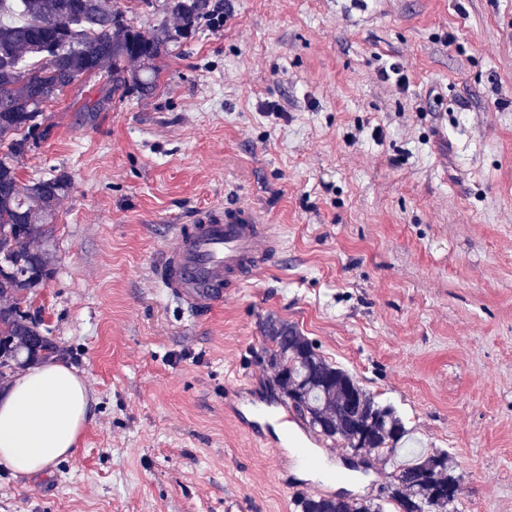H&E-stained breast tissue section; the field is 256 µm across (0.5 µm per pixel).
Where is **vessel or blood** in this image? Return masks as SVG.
Returning a JSON list of instances; mask_svg holds the SVG:
<instances>
[{"label": "vessel or blood", "instance_id": "b4317fda", "mask_svg": "<svg viewBox=\"0 0 512 512\" xmlns=\"http://www.w3.org/2000/svg\"><path fill=\"white\" fill-rule=\"evenodd\" d=\"M282 250L278 225L269 223L259 209L246 204L207 206L172 226L151 273L157 285L199 317L222 308L232 291L255 282ZM236 416L270 452L291 446L296 465L320 466L311 449L313 437L291 430L274 404L246 399L237 406Z\"/></svg>", "mask_w": 512, "mask_h": 512}]
</instances>
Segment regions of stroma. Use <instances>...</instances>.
Listing matches in <instances>:
<instances>
[{
	"label": "stroma",
	"mask_w": 512,
	"mask_h": 512,
	"mask_svg": "<svg viewBox=\"0 0 512 512\" xmlns=\"http://www.w3.org/2000/svg\"><path fill=\"white\" fill-rule=\"evenodd\" d=\"M146 98L81 79L22 181L70 182L25 310L86 378L74 456L0 467V512H297L375 497L394 461L327 481L225 407L282 400L263 327L295 325L462 474L459 512H512V0H212ZM396 67L399 78L381 79ZM249 203L283 260L203 319L150 277L168 225ZM301 512H386V505L367 498L344 496H301Z\"/></svg>",
	"instance_id": "stroma-1"
}]
</instances>
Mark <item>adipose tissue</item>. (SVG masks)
<instances>
[{
  "instance_id": "adipose-tissue-1",
  "label": "adipose tissue",
  "mask_w": 512,
  "mask_h": 512,
  "mask_svg": "<svg viewBox=\"0 0 512 512\" xmlns=\"http://www.w3.org/2000/svg\"><path fill=\"white\" fill-rule=\"evenodd\" d=\"M89 409L87 382L66 360L19 371L0 394V466L31 477L72 457Z\"/></svg>"
}]
</instances>
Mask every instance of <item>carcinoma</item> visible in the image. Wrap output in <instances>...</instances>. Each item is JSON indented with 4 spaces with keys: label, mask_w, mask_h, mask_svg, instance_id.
<instances>
[{
    "label": "carcinoma",
    "mask_w": 512,
    "mask_h": 512,
    "mask_svg": "<svg viewBox=\"0 0 512 512\" xmlns=\"http://www.w3.org/2000/svg\"><path fill=\"white\" fill-rule=\"evenodd\" d=\"M142 9L178 19L184 30L212 16L209 0H137ZM180 45L161 28L126 19L120 0H0V369L18 352L49 356L56 345L21 309L25 293L48 279L44 225L66 187L60 177L21 182L15 162L51 131L44 104L81 78L101 76L112 93L147 96L159 83L156 61ZM264 353L278 369L284 396L308 425L352 453L394 457L408 434L390 405L367 393L344 368L316 353L289 324L264 329ZM462 477L446 450L398 466L387 504L367 498L301 496V512H458Z\"/></svg>",
    "instance_id": "obj_1"
}]
</instances>
